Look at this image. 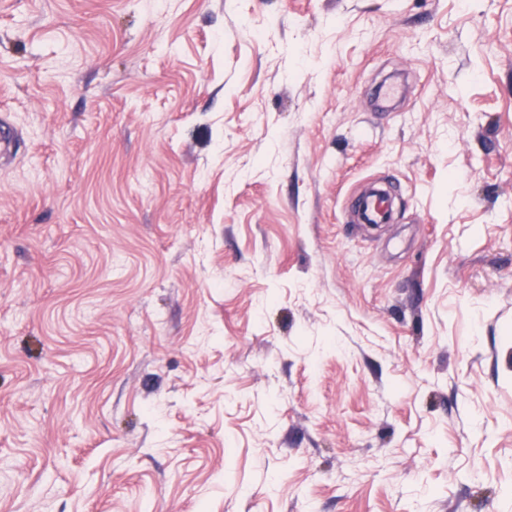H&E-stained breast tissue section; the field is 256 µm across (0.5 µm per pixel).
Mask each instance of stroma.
<instances>
[{"instance_id": "obj_1", "label": "stroma", "mask_w": 512, "mask_h": 512, "mask_svg": "<svg viewBox=\"0 0 512 512\" xmlns=\"http://www.w3.org/2000/svg\"><path fill=\"white\" fill-rule=\"evenodd\" d=\"M0 122V512H512V0H0ZM358 209L364 224H387L390 221L387 207L375 195L365 194L361 196Z\"/></svg>"}]
</instances>
